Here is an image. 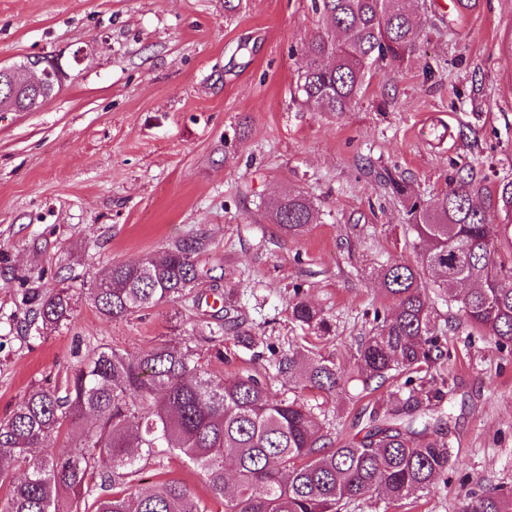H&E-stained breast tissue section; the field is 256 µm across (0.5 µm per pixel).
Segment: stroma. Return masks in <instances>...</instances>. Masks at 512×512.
I'll return each mask as SVG.
<instances>
[{
  "instance_id": "stroma-1",
  "label": "stroma",
  "mask_w": 512,
  "mask_h": 512,
  "mask_svg": "<svg viewBox=\"0 0 512 512\" xmlns=\"http://www.w3.org/2000/svg\"><path fill=\"white\" fill-rule=\"evenodd\" d=\"M0 0V65L44 57L68 74L29 112H0V422L28 393L64 379L101 343L137 354L185 342L225 286L265 342L303 334L288 304L302 287L332 328L323 353L349 356L374 310L390 306L376 276L412 263L403 209L376 173L402 176L423 199L459 167L488 189L512 179V0H427L416 53L373 70L350 111L292 102L303 44L322 28L312 0ZM288 191L320 215L282 236L260 202ZM199 239L191 301L127 320L103 318L83 288L116 262ZM79 289L70 321L25 337L21 277ZM449 428L458 462L447 481L362 512H457L477 485L512 488V358L485 336L449 333ZM182 480L224 512L175 456L151 461L142 486Z\"/></svg>"
}]
</instances>
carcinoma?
I'll return each mask as SVG.
<instances>
[{
  "label": "carcinoma",
  "mask_w": 512,
  "mask_h": 512,
  "mask_svg": "<svg viewBox=\"0 0 512 512\" xmlns=\"http://www.w3.org/2000/svg\"><path fill=\"white\" fill-rule=\"evenodd\" d=\"M408 0H314L324 32L304 44L294 98L321 112L350 110L372 70L398 66L415 53L422 13ZM49 79L38 91L10 93L0 84V103L10 98L31 111L54 94ZM384 181L403 199L416 263L394 262L378 277L392 308L375 311L373 326L343 365L303 337L272 362L276 375L330 401L360 389L365 398L391 379L403 382L385 404H371L368 431L335 445L326 419L297 398L273 397L267 380L252 373L221 379L201 364L224 362V334L259 351L263 339L239 319V298L224 287V322H205L195 345L163 342L133 357L109 344L88 351L65 380L27 395L0 422V462L24 472L14 480L0 469L9 489L0 512H204L183 482L168 479L133 487L139 464L164 455L180 457L201 474L224 512H351L378 496L403 504L453 470L447 420L442 411L448 382L443 376L448 332L459 327L487 335L512 353V181L499 183L495 206L477 202L482 187L473 170L458 174L430 201L402 179ZM271 223L295 239L317 219L314 202L286 192L266 207ZM197 240L176 242L138 263H115L86 294L115 322L148 308L175 303L200 278ZM74 294L24 289L25 330L38 335L65 324ZM459 303L458 321L442 319L435 301ZM290 317L317 337L330 332L329 318L294 288ZM92 417L76 443L60 454L35 457L33 449L66 424ZM458 512H512V489L468 491Z\"/></svg>",
  "instance_id": "1"
}]
</instances>
